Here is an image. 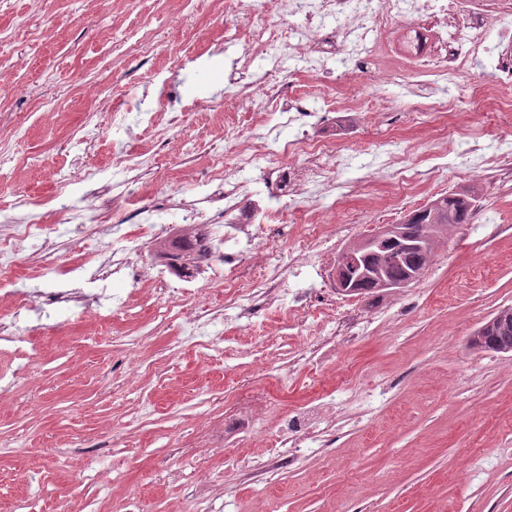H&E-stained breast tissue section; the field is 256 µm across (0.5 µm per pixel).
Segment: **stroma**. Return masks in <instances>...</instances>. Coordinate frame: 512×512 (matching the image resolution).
<instances>
[{
	"mask_svg": "<svg viewBox=\"0 0 512 512\" xmlns=\"http://www.w3.org/2000/svg\"><path fill=\"white\" fill-rule=\"evenodd\" d=\"M40 0H5L0 38L21 57L0 70V155L14 167V199L38 200L44 223L58 216L52 195L60 175L73 189L91 188L88 171L113 154L139 156L131 188L142 205L159 207L167 189L156 173H204L223 156L234 163L240 143L278 136L256 127L245 105L229 101L230 52L203 54L177 77V91L221 103L239 138L194 117L170 112L132 138L112 135L110 111L137 112L150 73L166 72L165 55H138L132 45L162 40L172 48L206 40L223 44L224 15L215 0H55L43 27L28 31ZM387 112H332L314 126L318 138L356 159L346 179L358 188L342 204L355 236L405 221L448 192L477 203L472 223L448 229L429 269L409 287L368 296L312 298L297 317L258 308L224 310L223 286L187 307L223 318L219 351L182 332L181 320H154V284L106 280L107 293L128 297L131 314L63 310L49 323H24L37 349L28 376L0 395V512L34 502L36 512H110L149 503L153 512H512V352L471 345L497 310L512 306V168L459 174L437 167L435 145L457 153L450 123L416 112L414 87L387 88ZM400 141L397 163L415 186L410 204L389 212L385 173L372 159L388 131ZM38 157L37 166L26 163ZM292 223L265 231L267 254L287 264L302 247ZM82 234L69 225L55 238L52 268L29 265L40 248L17 252L19 289L53 292L84 287ZM137 340L139 361L127 357ZM318 345L309 360L295 351ZM264 392L266 411L250 415L243 392ZM327 401L336 418L275 462L276 433L307 405Z\"/></svg>",
	"mask_w": 512,
	"mask_h": 512,
	"instance_id": "stroma-1",
	"label": "stroma"
}]
</instances>
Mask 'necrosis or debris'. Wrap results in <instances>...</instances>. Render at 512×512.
<instances>
[{
	"mask_svg": "<svg viewBox=\"0 0 512 512\" xmlns=\"http://www.w3.org/2000/svg\"><path fill=\"white\" fill-rule=\"evenodd\" d=\"M456 13L455 0H243L232 12V24L224 28V44L242 47L233 68L250 73L251 79L236 83L231 97L246 104L256 124H264L275 107L267 86L282 73L285 60L328 70L333 59L337 67L328 70L314 94L289 99L285 119L293 133L279 148L255 143L240 149L234 164L212 160L207 177L182 176L186 192L171 196V208L179 214L174 232L160 230L159 213L140 206L129 189H116L101 172H92L91 180L101 189L84 196L86 208L96 212L90 232L111 236L113 276L166 285L172 297L187 285H203L221 275L231 283L224 294L225 310L245 312L260 299L278 310L304 309L310 298L304 286L309 273L320 270L336 234L354 230L353 225L335 223L341 204L336 175L352 167L354 157L336 152L309 132L325 113L335 111L337 95H345L350 109L359 110L365 103L353 93L354 84L379 88L398 75L409 85L426 87L417 106L421 112L446 110L459 116L475 109L512 111V53L501 47L512 38V0H484L459 28L448 24ZM287 16L292 22L280 30ZM328 18L337 26L332 36H320L318 24ZM394 25L413 34L395 54L381 36ZM478 65L482 77L468 95L446 101L431 96V88L451 89L461 74ZM276 151L287 156V163L272 162ZM253 168L260 170L264 189L247 207L243 201L251 191L245 175ZM301 208L313 220L303 228L304 248L283 267L264 257L263 229ZM116 209L132 213L146 233L160 239L167 248L162 261L139 267L121 243L120 225L107 221ZM48 235L34 214L23 223L0 226V290L11 297L15 316L50 314L48 303L17 289V272L8 260L24 243ZM244 254L260 260L261 267L257 278L240 282L236 276Z\"/></svg>",
	"mask_w": 512,
	"mask_h": 512,
	"instance_id": "4bbe7bcc",
	"label": "necrosis or debris"
}]
</instances>
